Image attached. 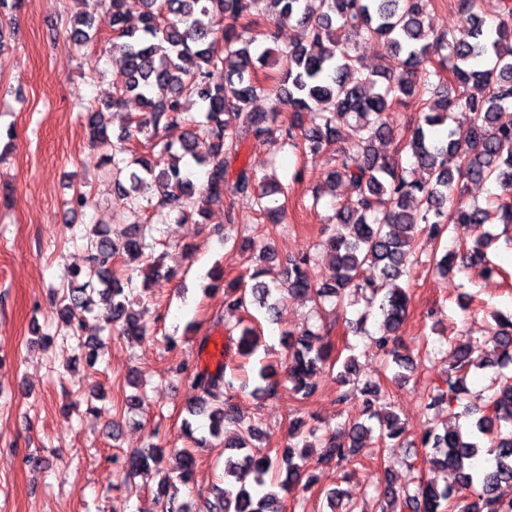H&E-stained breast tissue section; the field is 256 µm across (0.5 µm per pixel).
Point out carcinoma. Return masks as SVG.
Returning <instances> with one entry per match:
<instances>
[{"mask_svg":"<svg viewBox=\"0 0 512 512\" xmlns=\"http://www.w3.org/2000/svg\"><path fill=\"white\" fill-rule=\"evenodd\" d=\"M427 2L139 0L140 26L129 27L126 0H111L116 40L110 50L125 60L123 90L136 96L142 112L125 113V97L114 98L107 109L122 114L125 127L112 142L103 113L90 103L84 110L91 143L112 142V154L103 157L102 165L126 204L153 210L162 221L173 215L188 222L224 202L229 190L256 208L266 223L282 224L286 213L275 199L281 193L277 180H257L244 163L231 181L226 160L237 156L245 138L261 139L277 131L305 157L334 152L329 188L346 180L354 190V198L337 204L332 218L336 228L323 241L335 269L331 281H313L307 252L283 261L266 240L242 241V247L259 252L264 266L250 275V289L237 281L224 292L225 309L246 313L235 325L241 355L252 356L261 340L252 308L274 318L287 293L309 298L316 309L332 298L336 310L344 311L350 290L368 300V310L357 323H365L370 309L377 308L381 322L370 337L371 348L395 368L392 380L405 382L411 361L398 332L408 294L397 281L407 275V255L420 239L438 244L452 225L467 224L479 234L466 253L460 256L447 249L432 254L430 262L441 274L454 270L460 258L484 263L489 236L481 228L495 219L512 224V115L506 113L512 107V0H501L498 22L491 28L480 13V0H457L471 21L464 38L446 29L431 30ZM254 16L276 29L294 21L299 36L283 48L271 47L267 42L273 32L253 29L249 18ZM91 31V14L80 12L72 24L75 44L90 41ZM353 37L385 41L390 48L387 64L368 69L350 52ZM272 57L279 69L270 84L260 73ZM219 69L224 83L213 84L210 77ZM261 95L288 102L290 115L283 116L276 105L256 111L253 103ZM192 100L199 105L196 113L185 108ZM410 105L416 107L418 119L403 140L395 113ZM456 109L468 114L465 135L460 138L450 129L444 139L431 138L430 130L445 125ZM173 126L185 127L184 136L177 142L161 139L160 131ZM141 136L144 151L133 147ZM392 142L395 153L382 150ZM403 150L411 153L424 178H407L398 157ZM195 165L207 167L206 182L199 188L190 180ZM153 181L161 184L155 203L145 196ZM487 182L500 190L495 210L466 205L468 186ZM154 231L149 221L135 225L119 243L98 224L89 231L86 266L67 271L68 288L54 289L77 346L91 345L79 331L83 313L96 306L103 307L107 322L120 335L136 340L144 335L132 306L134 297L149 289L150 276L138 285L133 273L151 258L157 244ZM118 256L127 268L121 278L112 268ZM494 321L493 346H455L445 387L424 407L428 412L443 404L454 406L467 391L465 370H493L491 395L475 423L479 434L490 437L489 458L479 465L481 447L470 434L427 417L418 443L426 450L427 462L453 472L455 484L440 487L417 476L397 489L387 480L375 492L396 505L393 512H512V499L498 494L502 485L512 483V376L502 372L512 365V315L499 313ZM286 336L284 371L262 361L255 367L259 384L252 395L259 399L277 397L285 384L300 399H308L315 392L310 377L340 359L333 355L329 337L318 332L309 329L297 336L288 331ZM225 374L224 368L196 372L197 398L188 406L190 414L208 416L211 436L230 434L224 441L223 487L206 512H283L286 494L302 483H315L307 466L312 443H294L302 436L303 421H290L283 450L271 453L256 447L262 429L243 425L232 399L217 398L220 386L230 385ZM360 392L366 420L349 424L343 438L331 434L318 463L349 460L376 430L387 448L407 439L405 423L391 404H378L379 386L368 383ZM160 452L156 444L134 448L114 457V463L133 480L149 472L150 460ZM173 453L176 466L158 485V500L162 512H192L190 504L179 501V492L192 479L195 458L186 448ZM326 499L330 512H355V505H343L338 488L329 490Z\"/></svg>","mask_w":512,"mask_h":512,"instance_id":"1","label":"carcinoma"}]
</instances>
